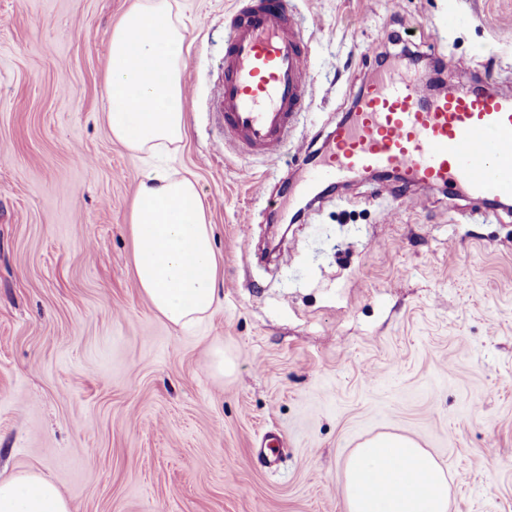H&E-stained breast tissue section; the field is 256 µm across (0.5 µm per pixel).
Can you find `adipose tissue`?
<instances>
[{"label":"adipose tissue","instance_id":"adipose-tissue-1","mask_svg":"<svg viewBox=\"0 0 512 512\" xmlns=\"http://www.w3.org/2000/svg\"><path fill=\"white\" fill-rule=\"evenodd\" d=\"M186 27L173 0H130L113 27L105 119L113 139L145 157L177 152L186 139ZM135 280L176 327L199 323L218 300L220 260L209 209L193 175L149 169L131 209ZM345 512H448V473L408 436L359 443L344 462ZM0 512H73L57 485L35 471L0 479Z\"/></svg>","mask_w":512,"mask_h":512}]
</instances>
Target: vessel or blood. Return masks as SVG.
Masks as SVG:
<instances>
[{"label":"vessel or blood","mask_w":512,"mask_h":512,"mask_svg":"<svg viewBox=\"0 0 512 512\" xmlns=\"http://www.w3.org/2000/svg\"><path fill=\"white\" fill-rule=\"evenodd\" d=\"M308 95L307 41L287 0H245L232 16L210 108L242 154L275 156ZM394 172L413 186L439 184L474 200H512V95L493 91L422 101L398 69L376 73L355 112L326 139L303 191L323 181Z\"/></svg>","instance_id":"obj_1"}]
</instances>
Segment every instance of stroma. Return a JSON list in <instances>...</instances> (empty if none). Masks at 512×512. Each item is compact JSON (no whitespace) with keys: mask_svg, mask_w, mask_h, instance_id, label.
<instances>
[{"mask_svg":"<svg viewBox=\"0 0 512 512\" xmlns=\"http://www.w3.org/2000/svg\"><path fill=\"white\" fill-rule=\"evenodd\" d=\"M288 2L310 150L381 53L512 94V0ZM128 4L0 0V475L43 473L77 512H345V457L397 433L447 468L449 512H512V209L439 186L409 208L391 178L297 194L307 156H243L209 110L236 0H174L192 97L169 165L199 179L222 276L209 317L172 327L132 264L148 164L104 120Z\"/></svg>","mask_w":512,"mask_h":512,"instance_id":"35a3bbf8","label":"stroma"}]
</instances>
